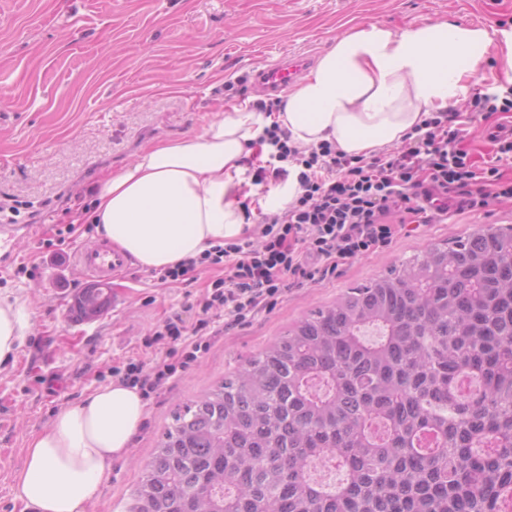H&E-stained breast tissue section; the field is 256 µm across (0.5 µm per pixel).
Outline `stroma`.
<instances>
[{
  "mask_svg": "<svg viewBox=\"0 0 512 512\" xmlns=\"http://www.w3.org/2000/svg\"><path fill=\"white\" fill-rule=\"evenodd\" d=\"M512 24V0H0V197L22 207L18 257L0 293L23 296L33 326L15 360L0 365V512H21L14 477L30 436L56 412L110 383L129 360L153 366L167 341L146 347L171 312L191 308L211 278L160 283L129 265L111 284L113 302L94 321L70 311L88 282L74 251L98 243L76 225L62 259L50 243L98 177L129 164L145 144L187 136L229 103L259 100L257 70L282 59L317 63L337 35L362 22L391 30L436 20ZM512 225V200L398 236L343 266L336 278L291 287L251 325L218 336L208 353L146 402L127 457L113 462L89 512H124L178 404L203 395L310 311L395 265L487 225Z\"/></svg>",
  "mask_w": 512,
  "mask_h": 512,
  "instance_id": "obj_1",
  "label": "stroma"
}]
</instances>
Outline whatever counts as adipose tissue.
Segmentation results:
<instances>
[{
  "label": "adipose tissue",
  "mask_w": 512,
  "mask_h": 512,
  "mask_svg": "<svg viewBox=\"0 0 512 512\" xmlns=\"http://www.w3.org/2000/svg\"><path fill=\"white\" fill-rule=\"evenodd\" d=\"M494 45L512 82V27L443 20L395 32L358 24L336 37L278 112L235 102L193 135L149 142L90 187L79 220L143 268L198 257L250 227L239 201L252 186L245 160L266 127L280 124L298 147L329 141L349 155L379 154L431 113L471 98ZM33 318L26 300L0 298V363L14 358ZM145 413L138 388L119 380L61 407L28 440L15 476L22 512H87L113 461L129 454Z\"/></svg>",
  "instance_id": "ef3b65f1"
}]
</instances>
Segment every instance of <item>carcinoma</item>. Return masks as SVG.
<instances>
[{
    "instance_id": "carcinoma-1",
    "label": "carcinoma",
    "mask_w": 512,
    "mask_h": 512,
    "mask_svg": "<svg viewBox=\"0 0 512 512\" xmlns=\"http://www.w3.org/2000/svg\"><path fill=\"white\" fill-rule=\"evenodd\" d=\"M112 293L84 289L71 311ZM374 328L375 342L364 339ZM318 460L345 471L314 481ZM126 512H512V227L348 289L172 414Z\"/></svg>"
}]
</instances>
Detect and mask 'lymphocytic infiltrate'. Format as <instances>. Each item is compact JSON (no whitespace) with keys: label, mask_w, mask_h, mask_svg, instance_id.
<instances>
[{"label":"lymphocytic infiltrate","mask_w":512,"mask_h":512,"mask_svg":"<svg viewBox=\"0 0 512 512\" xmlns=\"http://www.w3.org/2000/svg\"><path fill=\"white\" fill-rule=\"evenodd\" d=\"M466 136L455 108L433 113L423 132L406 137L401 147L368 158L330 143L303 152L279 124L266 128L261 141L269 160L254 169L252 182H286L292 160L303 167L297 196L240 238L159 270L163 283L195 271L215 269L219 275L195 302L194 328H187L182 313L168 315L154 336L169 339L171 348L152 367L126 363L122 381L150 398L210 350L219 331L215 319H223L228 330L247 326L274 308L291 284L334 275L340 265L388 247L407 225L435 224L452 209L476 212L492 200L511 199L512 176L503 165L512 161V138L495 134V157L480 164L466 148Z\"/></svg>","instance_id":"f902f5d3"}]
</instances>
